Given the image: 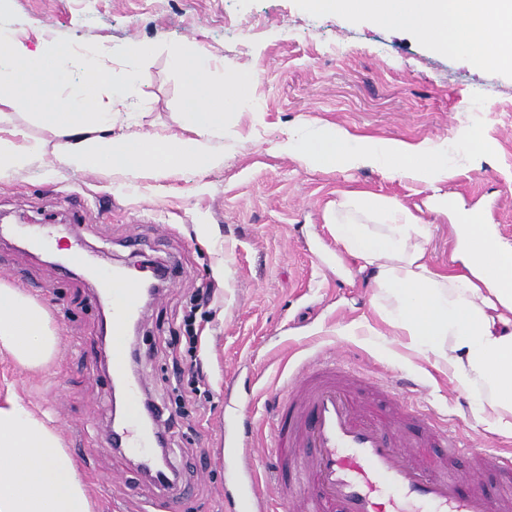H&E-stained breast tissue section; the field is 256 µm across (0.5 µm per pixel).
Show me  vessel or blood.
<instances>
[{"instance_id": "b4317fda", "label": "vessel or blood", "mask_w": 512, "mask_h": 512, "mask_svg": "<svg viewBox=\"0 0 512 512\" xmlns=\"http://www.w3.org/2000/svg\"><path fill=\"white\" fill-rule=\"evenodd\" d=\"M101 297L112 305V373L132 406L128 418L113 427L112 441L135 452L148 474L154 469V439L137 411L141 385L125 364L127 331L142 304V284L115 272L103 278ZM366 384L331 356L291 375L272 394V475L283 481L285 465H294L308 488L297 498L295 512H512L511 456L486 455L501 481L494 495H486L472 488L466 474L449 470V457L462 451L455 433L424 418L420 433L394 437L383 417L356 404L354 392ZM248 433L235 416L225 415L220 456L231 483L224 504L230 512H272L242 446Z\"/></svg>"}]
</instances>
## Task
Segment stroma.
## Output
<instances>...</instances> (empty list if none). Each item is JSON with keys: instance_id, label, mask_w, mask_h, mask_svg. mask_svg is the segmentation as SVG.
Returning a JSON list of instances; mask_svg holds the SVG:
<instances>
[{"instance_id": "obj_1", "label": "stroma", "mask_w": 512, "mask_h": 512, "mask_svg": "<svg viewBox=\"0 0 512 512\" xmlns=\"http://www.w3.org/2000/svg\"><path fill=\"white\" fill-rule=\"evenodd\" d=\"M28 41L55 39L78 59H96L112 84L139 71L123 101L102 90L120 129L149 135L177 131L186 87L171 61L176 51H202L211 77L228 67L253 69L246 106L229 113L213 137L224 165L205 174L117 177L56 160L54 131L14 111L39 155L0 176V222L72 225L95 265L110 269L141 258L177 263L170 284L145 313L138 369L157 404L174 407L181 384L169 354L186 332L207 392L187 404L189 417L168 439V463L182 476L178 512H225L224 404L256 423L249 438L258 473L271 465V392L318 352L342 354L373 378L379 392L365 403L389 415L385 394L404 382L419 410L458 430L462 443L512 453V436L473 413V399L423 356L386 344L358 323L371 317L369 288L338 271L325 212L347 191L393 198L411 207L416 187L378 168L310 169L278 153L289 127L309 120L378 140L447 144L457 174L441 183L449 208L480 214L512 242V70L474 65L461 51L438 50L412 29H393L365 14L316 12L306 0H0V28ZM141 44L142 56L116 55ZM479 134L484 160L471 161L462 131ZM0 282L23 289L50 313L61 338L42 371L0 354V396L14 391L48 411L78 463L94 512H145L161 506L167 487L144 479L133 455L114 448L111 342L101 335L95 281L62 271L17 238H0ZM213 286L212 304L185 323L195 288Z\"/></svg>"}]
</instances>
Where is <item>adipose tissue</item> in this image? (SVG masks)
<instances>
[{
    "label": "adipose tissue",
    "instance_id": "ef3b65f1",
    "mask_svg": "<svg viewBox=\"0 0 512 512\" xmlns=\"http://www.w3.org/2000/svg\"><path fill=\"white\" fill-rule=\"evenodd\" d=\"M319 12H361L408 27L438 47L473 48L481 67L512 68V0H309ZM75 56L62 45L10 35L0 47V106L29 110L60 133L54 154L75 169L118 176L146 171L175 176L224 164L211 135L224 126L225 87L207 79L203 53L180 57L187 93L176 132L145 137L112 131L113 114L99 92L108 74L84 64L77 94L59 92ZM277 149L319 169L383 166L387 178L425 193V208L447 212L439 192L454 171L440 149L401 140L375 141L329 124H299ZM337 247L355 261L372 288L378 326L370 335L396 336L407 349L447 369L463 393L476 396L474 415L512 435V246L479 216L455 224L448 266L427 252L431 227L393 199L343 193L326 216ZM60 344L49 312L22 290L0 284V351L30 371L43 370ZM0 512H93L77 463L57 431L17 397L0 402Z\"/></svg>",
    "mask_w": 512,
    "mask_h": 512
}]
</instances>
